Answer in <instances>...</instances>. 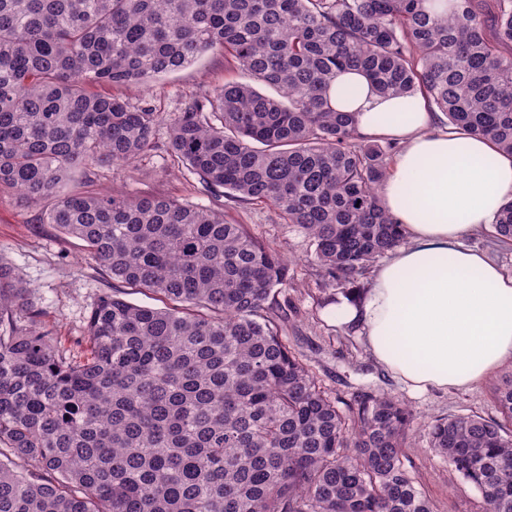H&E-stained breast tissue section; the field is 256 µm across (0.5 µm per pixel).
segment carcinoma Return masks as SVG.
Returning <instances> with one entry per match:
<instances>
[{"mask_svg": "<svg viewBox=\"0 0 512 512\" xmlns=\"http://www.w3.org/2000/svg\"><path fill=\"white\" fill-rule=\"evenodd\" d=\"M206 53L274 94L190 97L171 161L273 206L334 280L406 239L380 195L387 147L327 95L340 73L419 93L512 155V0H0V190L51 201L44 223L165 304L102 295L78 361L0 257V512H433L403 463L410 410L382 394L344 413L281 338L292 257L222 210L62 191L75 169L133 164L165 123L90 86L148 90ZM491 228L512 245V200ZM493 399L503 419H439L431 447L488 512H512V375Z\"/></svg>", "mask_w": 512, "mask_h": 512, "instance_id": "obj_1", "label": "carcinoma"}]
</instances>
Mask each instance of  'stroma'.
<instances>
[{"label":"stroma","instance_id":"35a3bbf8","mask_svg":"<svg viewBox=\"0 0 512 512\" xmlns=\"http://www.w3.org/2000/svg\"><path fill=\"white\" fill-rule=\"evenodd\" d=\"M241 71L230 68L218 54H208L195 64L157 81L147 91L135 87H110L136 106L150 105L167 114L179 112L191 94L228 81H245ZM155 150L140 157L134 167H116L87 182L75 174L69 190L108 189L117 194L151 193L173 196L211 207L222 202L224 218L248 225L259 240L280 247L296 259L290 268L292 287L279 296L288 305L281 334L290 350L316 374L323 390L350 405L363 393H386L405 402L413 415L416 434L405 450L404 464L416 487L430 500L433 512H483L480 494L451 470L446 460L431 448L428 427L435 420L479 414L493 417L495 378L512 373L507 363L469 390H430L419 394L381 368L365 348L358 328L337 329L324 311L342 300H361L371 279L363 273L352 282L338 284L321 275L306 261L312 250L305 232L285 223L269 205H254L222 197L214 200L199 180L174 166L164 145L166 130H159ZM46 203L27 202L12 191L0 193V258L14 267L32 292L40 311L41 326L57 336L62 347L75 357L86 349L87 320L99 295L111 291L112 281L85 249L82 242L60 234L54 225L41 223Z\"/></svg>","mask_w":512,"mask_h":512}]
</instances>
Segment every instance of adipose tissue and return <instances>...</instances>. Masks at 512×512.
<instances>
[{
    "instance_id": "obj_1",
    "label": "adipose tissue",
    "mask_w": 512,
    "mask_h": 512,
    "mask_svg": "<svg viewBox=\"0 0 512 512\" xmlns=\"http://www.w3.org/2000/svg\"><path fill=\"white\" fill-rule=\"evenodd\" d=\"M364 136L397 141L382 186L407 232L356 303L328 311L358 327L374 361L411 390L465 389L512 362V274L465 240L512 199V156L488 139L437 128L418 94H379L352 69L329 89Z\"/></svg>"
}]
</instances>
